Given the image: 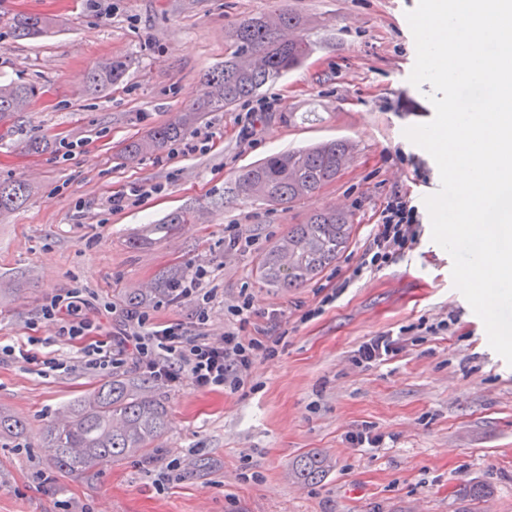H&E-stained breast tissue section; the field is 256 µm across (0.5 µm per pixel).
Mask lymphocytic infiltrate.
Listing matches in <instances>:
<instances>
[{"instance_id":"lymphocytic-infiltrate-1","label":"lymphocytic infiltrate","mask_w":512,"mask_h":512,"mask_svg":"<svg viewBox=\"0 0 512 512\" xmlns=\"http://www.w3.org/2000/svg\"><path fill=\"white\" fill-rule=\"evenodd\" d=\"M417 223L416 207L410 198L394 193L380 212L361 263L345 277L344 286H351L365 272L377 270L411 250L417 242ZM207 275L204 266H197L180 290L181 298L197 307L195 322L190 326L176 320L157 322L148 310L136 308L128 311L125 327L116 340L89 341L97 323L77 288L53 296L42 307L41 316L56 322L60 335L72 341L82 340L77 357L87 368L113 367L122 352L130 355L143 373L166 385L188 382L205 391L234 393L247 384L259 358L274 355L279 339L245 336L238 328L211 338L207 332L211 295L203 290Z\"/></svg>"}]
</instances>
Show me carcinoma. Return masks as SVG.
<instances>
[{"instance_id": "carcinoma-1", "label": "carcinoma", "mask_w": 512, "mask_h": 512, "mask_svg": "<svg viewBox=\"0 0 512 512\" xmlns=\"http://www.w3.org/2000/svg\"><path fill=\"white\" fill-rule=\"evenodd\" d=\"M308 26L305 16L284 7L240 20L228 33L232 52L224 60V68L206 78L210 86L207 99L131 141L128 155L135 158L160 150L180 138L204 113L222 111L252 98L265 85L303 64L314 50L304 33ZM49 27L50 21L45 17L20 14L13 19L12 34L35 38ZM286 29L299 36L290 41L284 39ZM120 72L119 64H100L87 75L88 91L93 94L112 84ZM34 93L32 86L0 85V119L23 110ZM352 150L350 142L335 140L270 156L238 176L234 193L276 205L294 203L335 181L343 158L350 156ZM28 195L29 187L21 179L0 182V215L17 209ZM194 218L193 211L179 210L167 215L162 223L151 225L149 232L169 233ZM351 227L350 215L336 209L318 211L306 223L292 225L281 241L265 253L262 278L279 288L302 285L336 259L349 239ZM183 279L184 275L178 273L161 276L158 295L174 299ZM166 426L164 407L143 385L115 376L91 395L74 401L63 419L45 428L43 441L52 450L54 467L79 478L125 456L147 454L149 445L164 433ZM24 430L21 420L0 413V437L21 435ZM328 467L323 458L307 457L296 464L294 476L302 481L317 480Z\"/></svg>"}]
</instances>
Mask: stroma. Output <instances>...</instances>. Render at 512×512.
I'll use <instances>...</instances> for the list:
<instances>
[{
	"instance_id": "stroma-1",
	"label": "stroma",
	"mask_w": 512,
	"mask_h": 512,
	"mask_svg": "<svg viewBox=\"0 0 512 512\" xmlns=\"http://www.w3.org/2000/svg\"><path fill=\"white\" fill-rule=\"evenodd\" d=\"M418 0H0V84L38 89L27 107L0 120V182L21 178L30 195L0 216V412L26 424L0 438V512H512V366L489 345L482 320L458 291L452 259L431 239L425 196L438 191L433 158L406 138L431 121L430 84L408 80L416 47L406 14ZM285 5L310 21L316 49L259 96L208 113L180 139L135 159L125 145L206 98L203 76L229 53L242 18ZM51 20L47 34L20 39L13 17ZM122 63L123 75L96 94L89 71ZM46 141L29 153L30 135ZM351 141L352 162L335 182L290 207L237 197L242 170L275 153ZM161 193L121 211L113 195L149 184ZM418 207L413 249L332 293L362 257L393 190ZM341 206L352 217L346 249L296 288L262 281L259 263L291 225ZM191 207L192 223L169 235L143 228ZM249 244L231 249L228 226ZM210 269V334L233 320L227 307L247 290L256 322L281 335L235 393L191 383L151 382L167 428L147 456L118 460L82 478L57 471L42 441L67 405L113 375L141 379L132 365L94 371L73 342L40 319L51 295L78 288L99 308L103 332H119L128 298L158 305V319L190 321L188 301L158 302L150 290L171 268ZM275 320H268V313ZM447 328H439V321ZM402 333L387 361L355 364L374 336ZM35 339L60 369L6 348ZM385 433L378 448L348 432ZM331 468L318 483L291 474L301 457ZM180 459L183 478L159 484ZM485 484L471 502L459 488Z\"/></svg>"
}]
</instances>
